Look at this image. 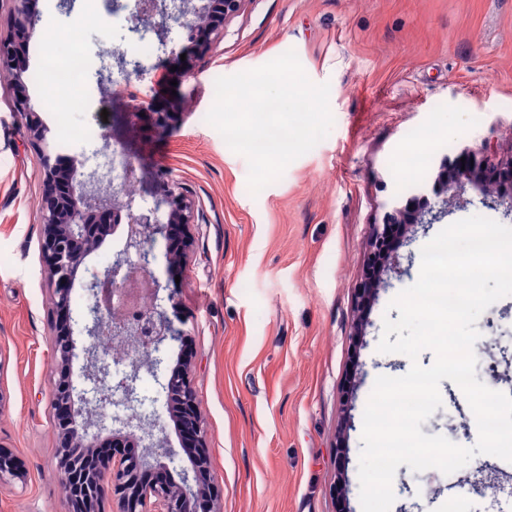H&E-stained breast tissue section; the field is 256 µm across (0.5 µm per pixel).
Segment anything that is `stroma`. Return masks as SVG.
Returning <instances> with one entry per match:
<instances>
[{"label": "stroma", "instance_id": "35a3bbf8", "mask_svg": "<svg viewBox=\"0 0 512 512\" xmlns=\"http://www.w3.org/2000/svg\"><path fill=\"white\" fill-rule=\"evenodd\" d=\"M135 0H101L83 22V105L57 113L33 84L0 72V444L10 448L25 484L0 488V512H67L56 466L50 387L57 318L39 257L37 150L13 105L26 89L36 112L60 135L78 138L64 152L79 171L123 150L136 167L139 199L167 173L195 201L194 243L181 267L168 266L157 239L152 277L158 302L190 338L196 402L207 429L220 512H362L358 476L363 413L378 376L411 366L377 350L390 301L413 285L421 249L448 225L480 215L512 227L505 206L489 207L467 189L448 200L435 179L441 159L460 164L485 147L489 166L512 162V0H247L210 49L154 16L141 74H122L115 49L129 36ZM38 31L27 46L42 58L44 33L67 35L60 0H38ZM185 61L172 67L171 49ZM295 51L309 80L330 87L333 126L259 193L248 188V162L206 121L215 80ZM150 108L128 116L130 101ZM413 152L429 164L406 183L399 167ZM444 208L394 248L397 265L352 337L356 290L367 238L417 187ZM479 381L512 395V295L479 317ZM442 405L423 423L470 447L475 417L454 382L442 380ZM344 454H337V442ZM390 512H512V463L475 456L446 475L400 465Z\"/></svg>", "mask_w": 512, "mask_h": 512}]
</instances>
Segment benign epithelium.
Listing matches in <instances>:
<instances>
[{
  "label": "benign epithelium",
  "mask_w": 512,
  "mask_h": 512,
  "mask_svg": "<svg viewBox=\"0 0 512 512\" xmlns=\"http://www.w3.org/2000/svg\"><path fill=\"white\" fill-rule=\"evenodd\" d=\"M12 26L10 35L0 36V70L21 79L28 60L22 46L34 35L39 21L32 9V0H11ZM246 0H207L200 10L189 7V0H138L137 17L159 14L173 18L188 27L194 35L195 46L206 50L226 20L237 15ZM14 111L25 121L31 141L39 148L43 170L44 190L41 197V236L39 252L48 271V280L55 311L70 312L72 295L81 267L87 257L101 247L102 234L98 217L112 218V233L122 232V248L112 255V265L101 278L81 283V288L92 300L84 326L93 343L86 348L90 366L82 379L90 383L96 397H85L72 378L71 365L75 357L71 323L54 324L52 329L53 354L61 378L54 382L50 392L52 407L67 408L64 418L56 419L58 441L55 457L65 474L81 480L82 499L76 512H95L96 503L106 493L116 498L118 512H219L216 497L209 492L215 479L210 470L207 433L198 412L192 386V367L181 363L170 369L161 388L166 394V408L180 430H189L194 436V455L191 470H182L181 483L158 481L144 484L141 473L165 470L167 465L152 458L146 449L167 447L164 429L142 415H131L111 420L106 424V409L137 401L136 383L142 368L153 376L164 363L161 346L167 341L178 343L187 339L165 314L157 309L131 321L106 316L115 306L135 301L140 294L157 297L158 285L150 278V265L156 260L154 244L159 236H169L178 227L183 233V246L166 256L169 265L177 266L188 257L192 246L195 203L167 175L155 180V205L147 211H136V199L124 191L123 185H112V194L103 195L98 186L101 177L93 171L79 180L75 168H63L52 162L50 128L40 119L31 98L20 95ZM437 182L446 192L459 193L470 186L482 195L485 203L498 199L495 189L512 182V166L494 176L487 175L482 161L473 158L462 170L440 164ZM169 206L166 219H161V205ZM440 218L432 208H412L406 204L394 207L384 223L374 225L368 238L365 254V274L358 288V309L369 304L381 284L391 257L390 233L399 226L403 233L417 224H433ZM110 336L117 347L134 354L119 358L125 363L121 374L114 373L105 363L95 340ZM112 435V442L130 441L140 449L138 453H118L103 461L94 459L90 450L100 446L102 434ZM0 487L25 481V474L15 465L11 456L1 450Z\"/></svg>",
  "instance_id": "benign-epithelium-1"
}]
</instances>
